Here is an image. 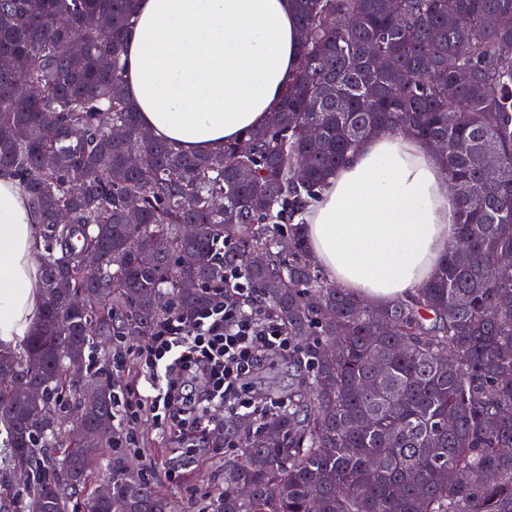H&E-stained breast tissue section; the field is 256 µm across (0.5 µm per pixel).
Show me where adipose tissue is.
<instances>
[{"mask_svg":"<svg viewBox=\"0 0 512 512\" xmlns=\"http://www.w3.org/2000/svg\"><path fill=\"white\" fill-rule=\"evenodd\" d=\"M291 0H135L125 90L140 124L192 154L264 126L297 67ZM456 198L435 151L404 132L366 140L305 207L325 274L384 306L436 271L455 229ZM38 213L0 177V345L16 347L39 311Z\"/></svg>","mask_w":512,"mask_h":512,"instance_id":"ef3b65f1","label":"adipose tissue"}]
</instances>
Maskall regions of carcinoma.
<instances>
[{
	"mask_svg": "<svg viewBox=\"0 0 512 512\" xmlns=\"http://www.w3.org/2000/svg\"><path fill=\"white\" fill-rule=\"evenodd\" d=\"M134 2L0 0V173L19 180L44 238L40 316L21 348H0V506L15 504L8 472L23 466L25 512H71L81 489L84 512H169L119 460L98 495L83 461L119 443L113 395L72 426L61 397L96 390L111 338L193 316L234 274L288 336L294 382L288 407L199 436L236 452L224 491L187 512H512V308L498 303L512 294V30L498 25L512 0H292L308 31L293 82L245 133L248 153L210 155L139 142L123 82ZM376 50L393 71L375 67ZM380 130L447 142L458 201L435 276L384 307L337 288L296 222ZM133 204L140 224L127 221ZM62 209L71 223H57ZM95 351L96 370L69 371Z\"/></svg>",
	"mask_w": 512,
	"mask_h": 512,
	"instance_id": "obj_1",
	"label": "carcinoma"
}]
</instances>
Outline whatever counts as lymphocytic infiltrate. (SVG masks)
Wrapping results in <instances>:
<instances>
[{
	"label": "lymphocytic infiltrate",
	"instance_id": "obj_1",
	"mask_svg": "<svg viewBox=\"0 0 512 512\" xmlns=\"http://www.w3.org/2000/svg\"><path fill=\"white\" fill-rule=\"evenodd\" d=\"M249 292L248 284L233 276L192 318L169 314L139 349L143 387L116 396V407L162 412L183 437L210 427L219 409L258 414L249 378L287 353L290 343L263 311L242 306Z\"/></svg>",
	"mask_w": 512,
	"mask_h": 512
}]
</instances>
